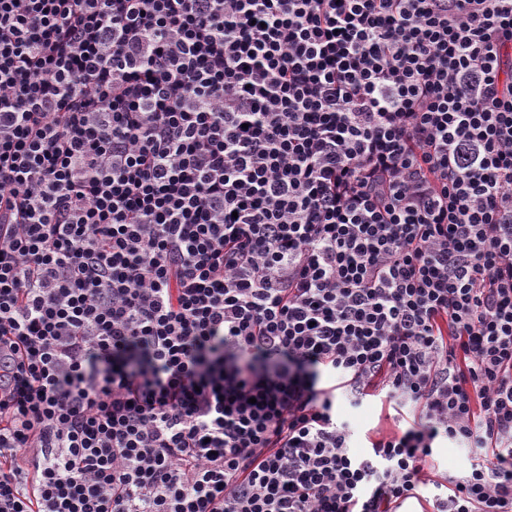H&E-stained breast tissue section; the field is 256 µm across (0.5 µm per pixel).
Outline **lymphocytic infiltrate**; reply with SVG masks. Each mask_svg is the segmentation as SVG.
I'll use <instances>...</instances> for the list:
<instances>
[{"mask_svg": "<svg viewBox=\"0 0 512 512\" xmlns=\"http://www.w3.org/2000/svg\"><path fill=\"white\" fill-rule=\"evenodd\" d=\"M440 440L512 512V0H0V512H398ZM346 393L337 391L336 413L340 420L350 424V437L348 444L350 451L360 457H369L372 452L368 436L371 438L387 435L394 432L397 426L406 428L414 419H419L420 409L412 403L400 404L397 408L400 415V423L393 419L395 412L388 408V403L381 396L368 397L360 407L350 405ZM391 414V416L389 415Z\"/></svg>", "mask_w": 512, "mask_h": 512, "instance_id": "f902f5d3", "label": "lymphocytic infiltrate"}]
</instances>
